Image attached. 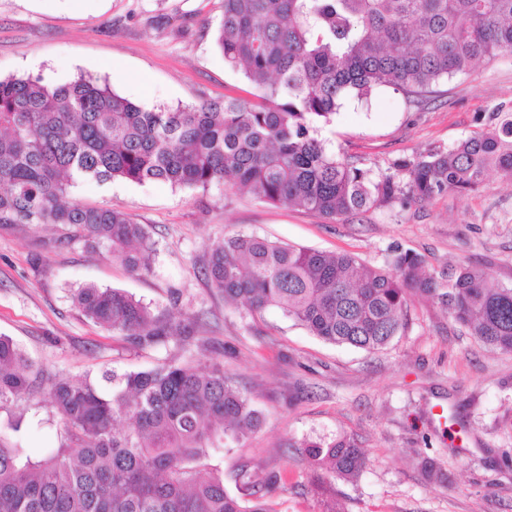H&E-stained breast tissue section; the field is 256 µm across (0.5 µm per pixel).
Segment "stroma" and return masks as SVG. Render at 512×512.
<instances>
[{
  "label": "stroma",
  "instance_id": "stroma-1",
  "mask_svg": "<svg viewBox=\"0 0 512 512\" xmlns=\"http://www.w3.org/2000/svg\"><path fill=\"white\" fill-rule=\"evenodd\" d=\"M223 10L224 0H0V78L59 85L90 76L149 108L248 98L252 86L216 43ZM511 109L512 54L503 53L442 81L418 108L391 88L346 101L321 135L338 157L380 176L397 159L494 128ZM73 193L145 225L156 251L151 272L135 275L73 226L0 224V335L39 366L80 379L165 361L221 363L263 423L212 451L203 469L236 495L241 470L274 478L264 495L275 512H512V353L486 347L445 306L419 297L386 348L336 346L279 308L253 315L226 303L205 274L214 246L256 235L378 267L398 247L437 275L465 264L491 287H512L511 179L493 171L472 192L336 222L221 186L85 182ZM86 283L196 318V335L136 348L74 307L71 290ZM438 403L457 430L432 416ZM341 435L368 459L350 480L317 468L303 446ZM430 462L440 478H428Z\"/></svg>",
  "mask_w": 512,
  "mask_h": 512
}]
</instances>
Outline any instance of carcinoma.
<instances>
[{
    "mask_svg": "<svg viewBox=\"0 0 512 512\" xmlns=\"http://www.w3.org/2000/svg\"><path fill=\"white\" fill-rule=\"evenodd\" d=\"M224 62L243 71L259 101H222L148 110L92 77L59 86L40 77L0 79V224H63L106 243L137 275L155 241L127 214L89 206L71 189L85 180L159 181L206 190L246 189L269 204L298 205L329 221L369 210L423 205L450 190L468 192L495 169L512 180V117L447 150L370 171L336 157L320 127L348 97L381 87L418 103L443 79L502 52L512 53V0H224L218 27ZM206 274L250 312L277 307L334 345L368 352L408 327L414 295L448 307L486 346L512 352V288H490L484 272L461 265L431 274L421 255L393 251L388 267L347 252L236 236L216 245ZM74 305L101 329L139 347L196 333L118 289L87 284ZM35 400L60 445L40 458L10 434ZM0 512H275L258 486L234 495L199 463L224 440L255 431L260 414L218 364L163 362L73 381L29 360L0 335ZM303 447L332 476L366 465L345 437Z\"/></svg>",
    "mask_w": 512,
    "mask_h": 512,
    "instance_id": "obj_1",
    "label": "carcinoma"
}]
</instances>
